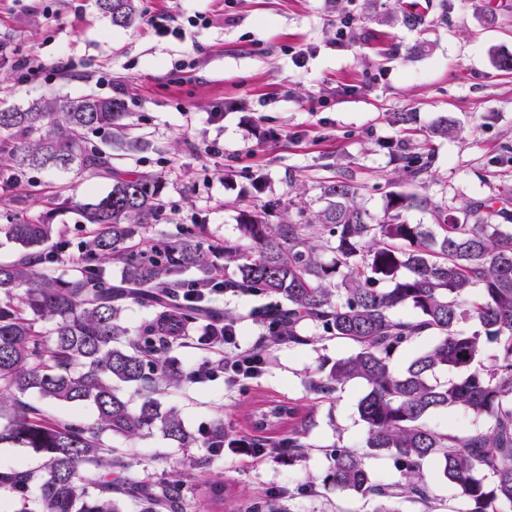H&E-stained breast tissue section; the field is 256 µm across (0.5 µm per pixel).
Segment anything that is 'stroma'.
I'll return each mask as SVG.
<instances>
[{"mask_svg": "<svg viewBox=\"0 0 512 512\" xmlns=\"http://www.w3.org/2000/svg\"><path fill=\"white\" fill-rule=\"evenodd\" d=\"M145 17L132 28L110 24L93 0H0V109L25 107L45 96H119L147 143L136 151L113 140L126 168L162 174L166 221L152 239L181 229L220 246L239 240L240 213L273 202L268 217L296 218L300 204L317 209L320 183L349 179L371 221L399 182L388 141L412 149L427 144L432 162L420 184L432 200L456 212L512 193V72L497 60L512 56V0H431L423 25L403 24L404 0H141ZM172 14L181 35L159 32L148 18ZM205 27L188 26L195 15ZM426 41L423 53L406 49ZM40 70L23 81L15 67ZM109 74L111 84L99 82ZM395 112H412L409 128ZM455 121L458 134L440 138L433 122ZM270 296L227 292L214 307L237 317L236 345L259 344L267 325L259 313ZM332 341L273 349L262 376L240 388L217 380L160 392L196 437L183 452L161 433L114 447L166 475L186 455L203 456L202 439L215 420L242 431L256 404L308 396V381L327 359L343 354ZM354 381L306 420L315 447L308 457L255 460L230 453L193 470L206 512H246L277 492L290 512H373V501L336 493L321 480L325 447L362 446ZM220 500L207 497L212 483ZM318 495H310L311 484Z\"/></svg>", "mask_w": 512, "mask_h": 512, "instance_id": "stroma-1", "label": "stroma"}]
</instances>
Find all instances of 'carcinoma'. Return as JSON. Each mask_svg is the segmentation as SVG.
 <instances>
[{
	"label": "carcinoma",
	"instance_id": "carcinoma-1",
	"mask_svg": "<svg viewBox=\"0 0 512 512\" xmlns=\"http://www.w3.org/2000/svg\"><path fill=\"white\" fill-rule=\"evenodd\" d=\"M95 3L115 27L129 28L143 16L136 0ZM127 117L123 102L94 95L0 110L6 178L17 181L37 168L112 180L109 191L88 201L68 195L64 184L52 194V203L81 211L93 226L62 276L37 270L68 249L50 216L33 220L11 209L0 224V234L20 249L16 260L0 263V443L43 458L39 470L0 471V488L19 499L21 512H127L129 503L135 512H201L187 472L155 478L109 443L158 431L184 451L194 447L180 414L162 408L155 394L194 381L193 371L173 360L175 347L207 350L224 338V326L236 324L219 308L183 300V275L194 269L200 280L209 278L217 247L191 230L144 245L149 225L164 220L161 176L115 168L112 153L92 140L104 132L143 147V139L127 138ZM387 148L396 152L405 181L418 183L430 149ZM356 196L355 185L341 178L321 185L319 210L303 206L295 222L269 224L257 211L242 212L241 242L222 248L224 268L236 272L224 287L284 299L262 312L269 323L265 353L323 340L348 348L317 369L310 409L361 382L363 449L328 447L324 483L376 500L373 512H400L404 501L436 512L425 473L431 463L457 490L452 512H512V201H475L450 214L418 190L390 191L383 219L372 224ZM411 210L432 212L435 223L404 222L402 213ZM114 265L116 282L107 275ZM131 302L154 312L135 332L124 318ZM402 308L410 313L399 314ZM463 323L470 329H460ZM309 326L318 332L306 334ZM421 337L430 342L399 362L405 346ZM488 343L495 345L489 359ZM29 394L88 404L94 421L50 417L23 401ZM301 410L294 401L272 400L249 415L247 433L215 422L206 445L218 455L224 443L245 439L262 457L286 448L288 463L301 462L313 447ZM449 410L483 425L472 431L427 425L429 415ZM282 419L288 435H263ZM381 455L391 458L399 481L375 480L367 459Z\"/></svg>",
	"mask_w": 512,
	"mask_h": 512
}]
</instances>
